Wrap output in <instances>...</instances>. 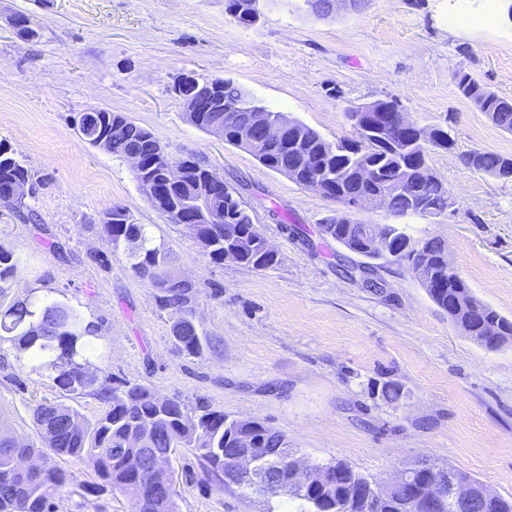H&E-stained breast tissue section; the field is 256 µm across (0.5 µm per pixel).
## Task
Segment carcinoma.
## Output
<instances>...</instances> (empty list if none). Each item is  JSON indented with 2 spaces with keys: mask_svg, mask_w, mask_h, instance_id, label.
<instances>
[{
  "mask_svg": "<svg viewBox=\"0 0 512 512\" xmlns=\"http://www.w3.org/2000/svg\"><path fill=\"white\" fill-rule=\"evenodd\" d=\"M225 10L238 24L253 25L247 0H226ZM461 94L481 103L480 111L502 130L512 133V98L499 96L479 84L470 74H456ZM396 100H377L367 105L374 112L373 127L356 130L352 139L332 142L300 120L278 140H270L261 130L248 149L267 169L290 177L305 187L312 178L336 186L344 197L381 193L388 197V211L396 217L420 215L438 217L448 213V187L426 175L429 148L450 150L448 130L437 129L430 146L417 142L413 129L396 126L392 112ZM266 114L275 124L283 113L256 103L246 91L231 80L222 81L217 95H198L194 111L186 113L195 127L209 133L224 130V143L239 146L238 123L246 122L256 112ZM110 130L101 149L116 157L141 158L143 176L152 180L160 197L155 208L173 224L180 223L184 212L191 210L202 184L212 169L199 157L179 159L180 180L167 178L169 157L148 129L126 116L105 112ZM465 165L478 172L501 176L512 166V156L489 150H472L464 156ZM31 180L25 163L0 147V206L18 209L24 199L11 196L18 181ZM212 221L199 225L197 243L215 264L230 255L237 264L266 269L279 263L278 254L266 249V238L254 222L252 209L238 196L216 194ZM363 222L347 214H334L322 220L323 237L335 240L365 262L348 270L366 280L377 269V260L407 262L412 273L429 262L434 272L435 288L428 291L432 301L448 309V297L460 287L468 293L467 312L456 323L461 332L488 349L512 347V320L500 315L479 300L463 280L448 275V252L441 240L413 239L407 224L384 225L381 246L372 251H357L356 228ZM100 233L112 255H124L132 272L156 291L160 308L171 311L170 338L175 347L199 356L211 347V339L196 320V306L201 290L173 272L174 257L165 243L157 241L145 225L135 222L130 212L114 206L105 212ZM20 256L0 242V345L6 344L15 357L22 355L38 363V368L52 372V381L65 396L91 397L104 404V412L89 421L73 406L62 402H45L33 409L36 442H23L11 430L6 419L0 420V512H59L55 493L72 481L65 464L89 456L103 484L95 483L90 491L107 486L127 491L137 484L142 496L135 498V512H178L174 500L173 477L156 468L159 457L171 458L178 448H189L205 462L208 475L224 478V450L239 447L247 437L255 449L288 446L283 434L256 419L232 418L222 410L203 402L194 404L178 398L160 399L146 385L129 380H114L95 367V342L101 339L95 325L84 320L71 306L30 295L11 297L19 287L17 272ZM498 323L499 336L485 335L488 323ZM332 474L328 484L308 485L306 492L295 495L301 501L299 512H360V498L374 501L371 512H422L421 498L428 496L437 481L453 473L469 483L476 480L456 469L426 463L414 476L412 484L390 491L391 484L355 470L343 460L315 465Z\"/></svg>",
  "mask_w": 512,
  "mask_h": 512,
  "instance_id": "1",
  "label": "carcinoma"
}]
</instances>
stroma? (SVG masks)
<instances>
[{
    "instance_id": "35a3bbf8",
    "label": "stroma",
    "mask_w": 512,
    "mask_h": 512,
    "mask_svg": "<svg viewBox=\"0 0 512 512\" xmlns=\"http://www.w3.org/2000/svg\"><path fill=\"white\" fill-rule=\"evenodd\" d=\"M270 0L245 27L225 0H0V145L25 161L35 192L22 211L0 207V241L21 257L19 295L77 309L102 335L106 374L143 383L163 398L202 401L284 434L309 461L338 458L385 480L420 458L512 496V348L464 336L407 263L377 271L379 288L345 275L358 255L318 226L340 206L248 152L190 124L174 79H229L260 105L301 120L326 139L350 138L349 114L398 100L424 128H448L453 149L428 164L455 195L456 210L414 216L413 238L442 239L475 295L512 318V181L467 168L464 153L512 155V134L464 98V71L512 98V18L504 0H368L324 18ZM27 15L38 38H18ZM106 109L149 129L169 156L205 160L252 208L278 265L255 270L212 263L184 226L170 223L141 190L130 161L84 142L75 123ZM121 206L164 240L177 271L202 294L197 319L213 346L180 353L169 311L124 257L101 264L102 214ZM305 225L302 243L287 232ZM20 385L0 384V414L35 440L32 409L59 392L14 362ZM401 396L386 399L383 385ZM179 512H286L284 498L243 496L208 477L190 450L173 458ZM78 483L60 512H133L132 493H87L91 466L71 462Z\"/></svg>"
}]
</instances>
